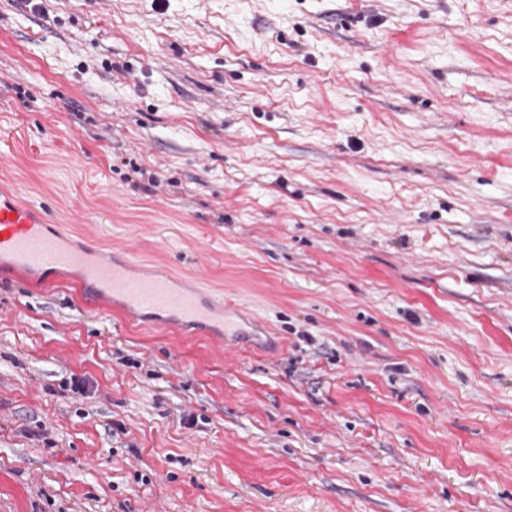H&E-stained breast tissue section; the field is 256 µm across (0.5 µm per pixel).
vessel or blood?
I'll return each mask as SVG.
<instances>
[{
  "instance_id": "vessel-or-blood-1",
  "label": "vessel or blood",
  "mask_w": 512,
  "mask_h": 512,
  "mask_svg": "<svg viewBox=\"0 0 512 512\" xmlns=\"http://www.w3.org/2000/svg\"><path fill=\"white\" fill-rule=\"evenodd\" d=\"M0 256L45 277L60 268H81L86 287H107L132 316L145 312L158 319L175 317L193 326L216 322L223 326L225 337L236 342L245 335L237 309L222 297L203 294L198 288H177L162 278L133 275L130 258L118 263L104 253L64 245L32 204L0 199Z\"/></svg>"
}]
</instances>
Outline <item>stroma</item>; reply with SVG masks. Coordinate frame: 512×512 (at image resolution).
<instances>
[{
	"instance_id": "1",
	"label": "stroma",
	"mask_w": 512,
	"mask_h": 512,
	"mask_svg": "<svg viewBox=\"0 0 512 512\" xmlns=\"http://www.w3.org/2000/svg\"><path fill=\"white\" fill-rule=\"evenodd\" d=\"M0 193L262 328L0 257V512H512V0H0Z\"/></svg>"
}]
</instances>
